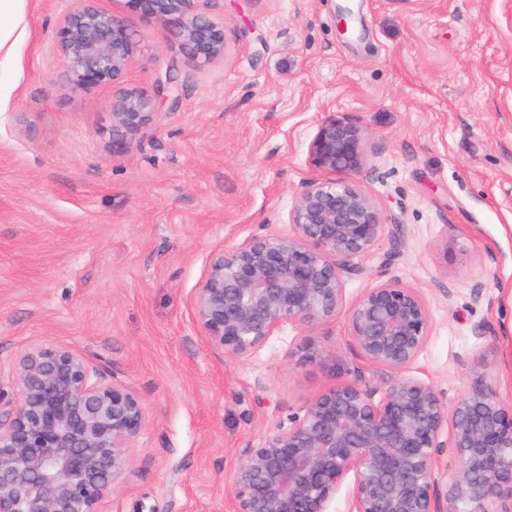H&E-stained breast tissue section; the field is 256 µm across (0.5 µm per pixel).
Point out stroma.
I'll use <instances>...</instances> for the list:
<instances>
[{
	"mask_svg": "<svg viewBox=\"0 0 512 512\" xmlns=\"http://www.w3.org/2000/svg\"><path fill=\"white\" fill-rule=\"evenodd\" d=\"M70 5L27 0L29 37L0 64V372L66 345L140 398L130 474L100 512H234L247 443L331 386L393 380L359 358L347 312L240 356L192 312L213 251L296 236L307 143L334 112L360 122L381 173L363 185L380 256L358 259L346 303L416 289L432 336L406 375L449 406L481 387L512 407V0H202L226 31L211 60L113 0L140 33L125 85L169 73L182 94L136 131L113 121L110 86L69 81L55 29Z\"/></svg>",
	"mask_w": 512,
	"mask_h": 512,
	"instance_id": "stroma-1",
	"label": "stroma"
}]
</instances>
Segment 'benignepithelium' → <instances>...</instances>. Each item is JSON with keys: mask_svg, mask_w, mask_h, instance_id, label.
Wrapping results in <instances>:
<instances>
[{"mask_svg": "<svg viewBox=\"0 0 512 512\" xmlns=\"http://www.w3.org/2000/svg\"><path fill=\"white\" fill-rule=\"evenodd\" d=\"M59 19L57 48L76 87L112 86V118L136 131L159 102L181 95L166 75L157 93L123 77L139 33L100 5L72 0ZM199 0H124L128 11L175 27L195 55H224V24ZM365 131L330 114L307 145L311 168L288 223L295 237L255 233L214 251L193 302L211 346L226 355L261 347L284 324L336 317L344 281L376 256L380 206L357 177L372 175ZM349 338L368 364L400 372L427 344L432 321L413 288L387 281L365 289L348 312ZM146 422L139 397L85 353L69 346L30 348L0 378V512H100L129 469L126 448ZM450 424L443 437L444 424ZM458 467L442 494L433 470ZM349 484L346 512H512V408L477 389L447 409L431 385L395 378L382 395L356 380L308 399L287 421L246 446L232 477L235 512H331Z\"/></svg>", "mask_w": 512, "mask_h": 512, "instance_id": "1", "label": "benign epithelium"}]
</instances>
